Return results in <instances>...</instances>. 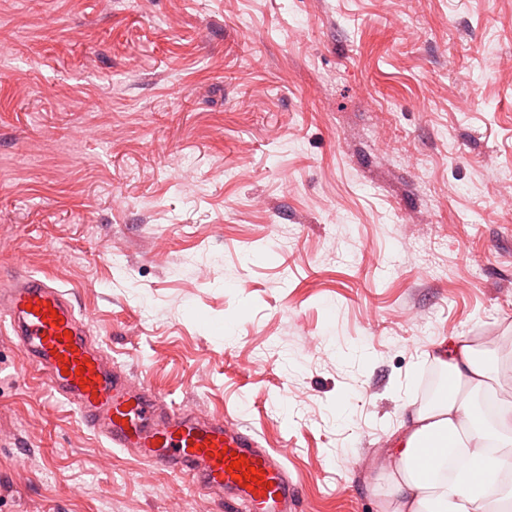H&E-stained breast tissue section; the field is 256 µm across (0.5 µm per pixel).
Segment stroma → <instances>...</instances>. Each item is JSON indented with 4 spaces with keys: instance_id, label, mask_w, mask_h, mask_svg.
<instances>
[{
    "instance_id": "obj_1",
    "label": "stroma",
    "mask_w": 512,
    "mask_h": 512,
    "mask_svg": "<svg viewBox=\"0 0 512 512\" xmlns=\"http://www.w3.org/2000/svg\"><path fill=\"white\" fill-rule=\"evenodd\" d=\"M0 274L380 512L428 354L512 322V0H0ZM0 325V512H246L103 448Z\"/></svg>"
}]
</instances>
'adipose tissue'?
Wrapping results in <instances>:
<instances>
[{
	"label": "adipose tissue",
	"mask_w": 512,
	"mask_h": 512,
	"mask_svg": "<svg viewBox=\"0 0 512 512\" xmlns=\"http://www.w3.org/2000/svg\"><path fill=\"white\" fill-rule=\"evenodd\" d=\"M498 337L461 336L430 354L444 382L401 419L381 474L393 512H512V397L496 396Z\"/></svg>",
	"instance_id": "ef3b65f1"
}]
</instances>
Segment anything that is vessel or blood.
<instances>
[{
    "instance_id": "obj_1",
    "label": "vessel or blood",
    "mask_w": 512,
    "mask_h": 512,
    "mask_svg": "<svg viewBox=\"0 0 512 512\" xmlns=\"http://www.w3.org/2000/svg\"><path fill=\"white\" fill-rule=\"evenodd\" d=\"M0 319L35 364L50 396L73 407L79 423L111 448L134 449L147 463L188 475L211 493L234 492L248 512H288L295 496L282 464L248 430L188 411L167 412L148 383L118 372L69 292L47 276L0 278ZM242 456L259 480L236 478Z\"/></svg>"
}]
</instances>
